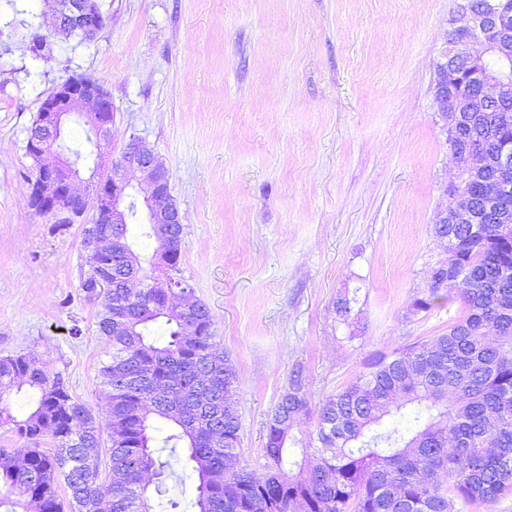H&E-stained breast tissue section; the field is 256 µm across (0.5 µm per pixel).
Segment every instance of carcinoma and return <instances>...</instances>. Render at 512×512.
Here are the masks:
<instances>
[{
	"label": "carcinoma",
	"mask_w": 512,
	"mask_h": 512,
	"mask_svg": "<svg viewBox=\"0 0 512 512\" xmlns=\"http://www.w3.org/2000/svg\"><path fill=\"white\" fill-rule=\"evenodd\" d=\"M512 145V111L482 112L462 132L480 147L488 131ZM437 224L448 253L411 312L452 300L467 285L462 309L448 330L429 340L373 357L336 395L312 405L308 378L297 364L288 397L272 410L265 429L262 476L232 465L240 447V417L233 399L237 372L215 340L202 301L178 302L191 288H129L157 272L182 280L179 264L144 265L128 241V225H107L118 246L80 280L89 298L97 279L109 281L99 300L96 328L108 350L100 369L109 387L107 415L109 512H141L137 495L161 474L150 431L160 420L175 428L163 447L188 448L197 475V512H462L491 506L512 491V224ZM164 319V339L152 338ZM30 397L18 418L12 394ZM314 419L313 461L300 467L286 457L291 431ZM28 440L49 436L43 448H0V499L6 512H64L63 477L76 512H101L96 458L102 429L64 383L49 379L38 361L0 358V423Z\"/></svg>",
	"instance_id": "cac0c4a2"
}]
</instances>
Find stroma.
Returning <instances> with one entry per match:
<instances>
[{"mask_svg": "<svg viewBox=\"0 0 512 512\" xmlns=\"http://www.w3.org/2000/svg\"><path fill=\"white\" fill-rule=\"evenodd\" d=\"M97 2L105 27L84 40L27 0L49 36L35 52L0 0V357H35L105 422L82 226L29 205L32 120L83 75L112 100V152L143 139L169 173L181 274L238 373L240 461L262 473L265 423L295 365L318 403L461 312L410 311L447 257L433 222L457 170L433 83L454 0ZM186 455L158 449L168 467L147 489L152 512H195Z\"/></svg>", "mask_w": 512, "mask_h": 512, "instance_id": "35a3bbf8", "label": "stroma"}]
</instances>
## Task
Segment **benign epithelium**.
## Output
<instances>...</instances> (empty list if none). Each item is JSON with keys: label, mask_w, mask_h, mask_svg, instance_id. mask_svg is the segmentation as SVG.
<instances>
[{"label": "benign epithelium", "mask_w": 512, "mask_h": 512, "mask_svg": "<svg viewBox=\"0 0 512 512\" xmlns=\"http://www.w3.org/2000/svg\"><path fill=\"white\" fill-rule=\"evenodd\" d=\"M455 11L465 24L448 34L441 59L436 65L434 103L444 123L452 152L458 160L459 176L475 181L476 195L494 224H511L512 213L502 202L512 194V150L497 145L492 151L494 176L479 174L487 166L484 152L456 146L457 134L467 123L469 113L485 112L492 101H512V73L489 66L496 59L512 66V13L500 0H455ZM59 28L93 38L105 26V19L94 0H54ZM112 101L99 85L70 78L56 86L42 102L40 117L29 130L27 150L38 160L31 182L30 199L44 214L54 218L92 213L95 224H124L133 198L142 196L147 224H181L183 217L170 193L167 170L157 161L153 150L141 139H132L117 158L102 168L112 136ZM83 118L98 144L96 169L84 190L74 188L79 178L76 163L63 157L67 124ZM455 207L437 212L435 223L473 224L477 220L473 195L455 192ZM115 238L106 230L85 238L84 246L99 258L113 249Z\"/></svg>", "instance_id": "benign-epithelium-1"}]
</instances>
